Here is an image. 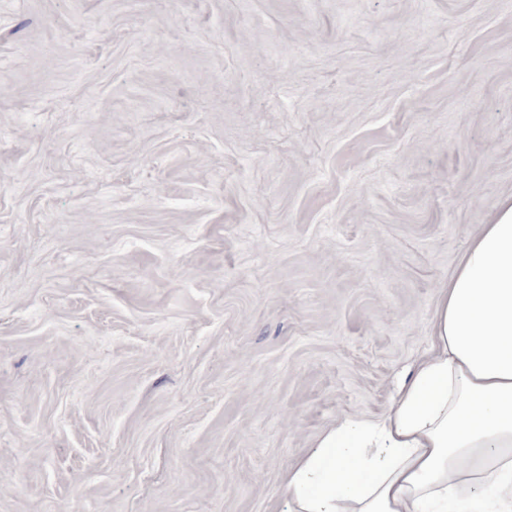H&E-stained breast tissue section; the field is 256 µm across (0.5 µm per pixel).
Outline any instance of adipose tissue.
Segmentation results:
<instances>
[{"instance_id": "1", "label": "adipose tissue", "mask_w": 512, "mask_h": 512, "mask_svg": "<svg viewBox=\"0 0 512 512\" xmlns=\"http://www.w3.org/2000/svg\"><path fill=\"white\" fill-rule=\"evenodd\" d=\"M283 493L288 512H512V202L462 255L388 412L322 433Z\"/></svg>"}]
</instances>
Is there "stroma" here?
I'll return each mask as SVG.
<instances>
[{"label": "stroma", "mask_w": 512, "mask_h": 512, "mask_svg": "<svg viewBox=\"0 0 512 512\" xmlns=\"http://www.w3.org/2000/svg\"><path fill=\"white\" fill-rule=\"evenodd\" d=\"M0 512H287L512 200V0H0Z\"/></svg>", "instance_id": "35a3bbf8"}]
</instances>
